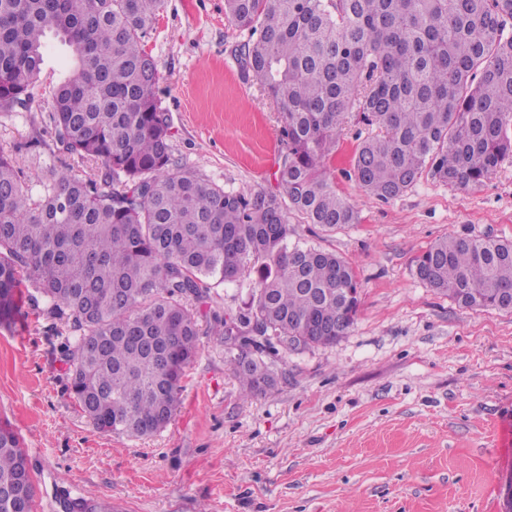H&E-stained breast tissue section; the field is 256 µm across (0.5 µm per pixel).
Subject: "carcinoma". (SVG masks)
Returning <instances> with one entry per match:
<instances>
[{
    "instance_id": "carcinoma-1",
    "label": "carcinoma",
    "mask_w": 512,
    "mask_h": 512,
    "mask_svg": "<svg viewBox=\"0 0 512 512\" xmlns=\"http://www.w3.org/2000/svg\"><path fill=\"white\" fill-rule=\"evenodd\" d=\"M164 0H0V111L27 104L48 37L72 62L54 93L50 154L101 163L91 177L47 165L26 182L0 149V324L18 290L66 318L70 395L95 429L151 436L173 418L198 352L190 299L248 289L213 330L245 336L235 373L251 398L277 383L275 345H330L354 324L352 262L292 240L285 209L331 233L359 211L328 161L346 120L368 129L351 169L381 200L427 172L475 188L512 158V0H224L248 33L239 56L282 114L279 193L226 192L175 163L144 39ZM427 287L466 309L512 312V240L445 236L416 258ZM356 292L345 298V289ZM266 382L267 388L260 387ZM16 432L0 425V512H32ZM69 512H112L97 497Z\"/></svg>"
}]
</instances>
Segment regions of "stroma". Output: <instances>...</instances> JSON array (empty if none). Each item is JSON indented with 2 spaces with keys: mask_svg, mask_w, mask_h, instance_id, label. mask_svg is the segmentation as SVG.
I'll return each mask as SVG.
<instances>
[{
  "mask_svg": "<svg viewBox=\"0 0 512 512\" xmlns=\"http://www.w3.org/2000/svg\"><path fill=\"white\" fill-rule=\"evenodd\" d=\"M244 38L224 0H165L145 44L174 159L224 190L272 192L282 117L241 75ZM67 56L49 46L31 100L0 113V147L31 179ZM361 130L346 124L330 164L360 222L325 233L288 217L301 241L353 261L356 321L335 344L279 348L277 383L262 394L243 398L239 348L211 330L247 293L211 288L190 303L199 350L170 423L140 440L101 433L70 396L66 321L20 299L0 326V423L23 441L33 512H61L64 494L114 512H506L512 313L459 307L418 279L415 259L450 234L512 239V159L476 188L425 174L382 201L347 175Z\"/></svg>",
  "mask_w": 512,
  "mask_h": 512,
  "instance_id": "1",
  "label": "stroma"
}]
</instances>
